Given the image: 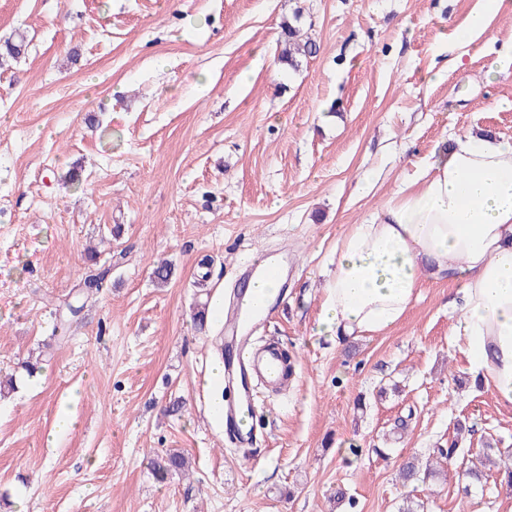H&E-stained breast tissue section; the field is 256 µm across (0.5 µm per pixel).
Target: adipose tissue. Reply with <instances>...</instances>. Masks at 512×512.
Listing matches in <instances>:
<instances>
[{
	"mask_svg": "<svg viewBox=\"0 0 512 512\" xmlns=\"http://www.w3.org/2000/svg\"><path fill=\"white\" fill-rule=\"evenodd\" d=\"M457 283L470 371L512 412V143L465 133L336 246L317 323L339 340L399 323L427 281Z\"/></svg>",
	"mask_w": 512,
	"mask_h": 512,
	"instance_id": "ef3b65f1",
	"label": "adipose tissue"
}]
</instances>
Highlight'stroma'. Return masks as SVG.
Segmentation results:
<instances>
[{
	"instance_id": "obj_1",
	"label": "stroma",
	"mask_w": 512,
	"mask_h": 512,
	"mask_svg": "<svg viewBox=\"0 0 512 512\" xmlns=\"http://www.w3.org/2000/svg\"><path fill=\"white\" fill-rule=\"evenodd\" d=\"M482 5L0 0V43H27L0 61V370L19 378L0 400V512H398L404 462L454 437L470 460L489 442L512 453V413L467 377L454 284H425L384 333H316L349 225L456 135L512 143V66L488 70L512 8L450 36ZM292 18L317 44L295 70L278 60ZM280 247L295 265L259 340L297 375L261 391L243 448L209 418L198 381L220 333L194 312ZM74 393V428L52 436ZM171 448L191 470L157 480ZM415 495L424 512H512L493 470L465 504L451 475Z\"/></svg>"
}]
</instances>
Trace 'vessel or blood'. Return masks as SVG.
<instances>
[{"mask_svg":"<svg viewBox=\"0 0 512 512\" xmlns=\"http://www.w3.org/2000/svg\"><path fill=\"white\" fill-rule=\"evenodd\" d=\"M287 268V255L270 253L264 265L248 267L242 277L281 280ZM253 303V295L240 289L224 305L223 340L228 353L224 382L233 388L232 398L224 402V427L229 438L242 446L255 442L257 436L254 387L262 385L275 391L288 380L283 349L272 342L260 344L255 340L256 332L274 313L276 305L271 302L257 309Z\"/></svg>","mask_w":512,"mask_h":512,"instance_id":"1","label":"vessel or blood"}]
</instances>
